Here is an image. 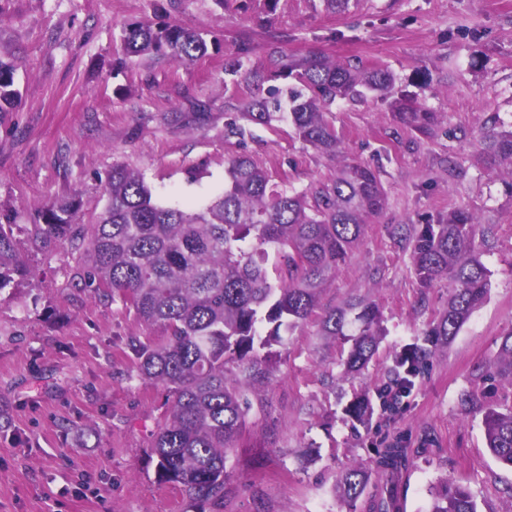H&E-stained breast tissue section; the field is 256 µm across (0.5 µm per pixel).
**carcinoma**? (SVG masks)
Instances as JSON below:
<instances>
[{
	"instance_id": "cac0c4a2",
	"label": "carcinoma",
	"mask_w": 512,
	"mask_h": 512,
	"mask_svg": "<svg viewBox=\"0 0 512 512\" xmlns=\"http://www.w3.org/2000/svg\"><path fill=\"white\" fill-rule=\"evenodd\" d=\"M127 58L165 57L191 63L208 45L201 33L169 24L153 27L135 20L123 29ZM243 44L227 54L224 74L246 92L224 100V137L240 143L253 137L251 125L288 123L300 142L336 163L333 177L302 191L282 187L271 172L248 154L226 161L224 188L202 207L162 206L153 199L143 174L114 166L104 184L105 203L94 224L78 222L82 200L72 197L47 205L35 220L36 240L59 242L77 260V283L93 288L101 300L119 303L163 335L130 336L125 356L144 383L163 388L166 410L151 431L160 483L182 487L195 512H224L229 479L227 457L250 427L251 398L271 380V347L283 346L300 324L315 318L319 335L351 343L343 362L347 374L367 369L384 328L378 304L370 298L348 300L319 310L327 284L363 238L367 224L383 214L388 196L379 169L350 160L329 120L341 101L359 104L372 98L387 103L411 132L433 135L441 116L398 77L361 61L336 62L312 53L288 55L270 45L263 68L250 65ZM271 78L291 80L264 92ZM14 67L0 60V112L15 105ZM212 113L206 101L166 120L205 127ZM481 155L512 195V128L496 123L480 133ZM0 224V291L15 277L32 274L14 255L12 234ZM488 229L475 212L456 207L430 224H400L398 242L411 248V271L419 287L448 282V305L426 333L396 354L388 382L376 388L384 410L398 408L425 373L440 345L457 335L490 291V272L478 240ZM481 384L512 387V329L499 337L494 358L478 374ZM487 448L512 467V396L481 408ZM374 407L368 392L345 408L352 427H371ZM376 467L389 483L369 512H399L396 480L410 465L408 448L397 436L377 450ZM368 483L364 467L344 469L336 484L349 512ZM430 512H478L468 487L443 480L430 489Z\"/></svg>"
}]
</instances>
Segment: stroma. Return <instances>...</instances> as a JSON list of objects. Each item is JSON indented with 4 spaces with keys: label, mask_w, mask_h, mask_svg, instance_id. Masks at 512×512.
I'll return each mask as SVG.
<instances>
[{
    "label": "stroma",
    "mask_w": 512,
    "mask_h": 512,
    "mask_svg": "<svg viewBox=\"0 0 512 512\" xmlns=\"http://www.w3.org/2000/svg\"><path fill=\"white\" fill-rule=\"evenodd\" d=\"M142 18L201 30L221 46L184 65L128 60L122 30ZM275 38L289 54L358 59L404 83L427 71L430 85L415 93L443 118L426 138L400 129L381 103L333 106L346 156L381 169L388 206L320 305L370 297L387 334L354 375L316 321L278 348L275 377L227 463L224 512H347L334 492L339 474L370 465L397 435L411 452L399 485L404 512H428V488L444 477L467 485L479 512H512V467L492 457L481 413L464 402L512 329V196L477 161L484 124H512V0H350L343 14L321 0H281L269 32L252 12L215 0H0V59L13 62L19 90L17 106L0 112V213L15 215L14 250L36 272L0 292V512H191L186 492L158 483L149 459L166 394L127 377L128 336L160 328L76 290L66 249L36 246L31 222L77 195L92 223L104 203L100 178L115 165L142 173L165 206L205 204L224 186L226 160L243 152L290 188L326 178L330 162L288 125L254 126L244 145L224 136L225 52L247 44L259 65ZM197 99L210 105L208 127L166 121ZM459 205L491 228L490 294L396 412L351 428L344 407L380 383L395 353L422 340L448 304L446 285L420 292L393 232Z\"/></svg>",
    "instance_id": "stroma-1"
}]
</instances>
